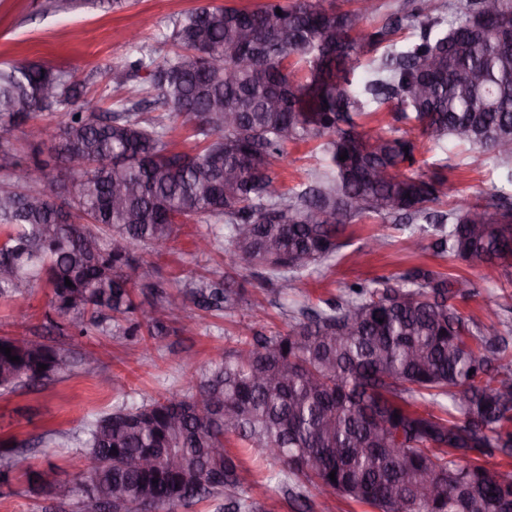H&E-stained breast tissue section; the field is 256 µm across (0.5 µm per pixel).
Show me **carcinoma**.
<instances>
[{
	"label": "carcinoma",
	"mask_w": 512,
	"mask_h": 512,
	"mask_svg": "<svg viewBox=\"0 0 512 512\" xmlns=\"http://www.w3.org/2000/svg\"><path fill=\"white\" fill-rule=\"evenodd\" d=\"M344 2L201 5L155 35L171 46L160 61L134 37L128 69L145 73L164 109L150 119L122 100L108 116L74 109L85 86L67 71L1 65L0 133L61 113L38 134L69 181L40 176L37 165L25 167V180L14 177L19 163L5 169L0 299L43 281L50 308L79 334L135 336L137 278L160 297L146 328L161 336L171 321L192 322L190 304L219 311L241 301L221 279L186 284L180 301L152 282L137 249L162 254L177 225H210L199 251L225 239L229 265L286 285L334 258L345 226L364 217L412 224L413 241L427 233L440 253L497 266L511 280L506 192L486 204L459 196L435 211L441 184L407 169L417 142L395 129L361 134L356 118L371 104L391 107L434 146L468 145L481 163L508 166L512 50L501 39L512 30V0ZM172 115L191 123V150L168 140ZM314 139L325 168L305 187L279 191L275 161L288 144ZM75 154L85 167L70 166ZM472 288L414 267L349 286L285 333L241 324L238 347L195 370L187 392L124 398L72 434L77 458L98 462V480L66 484L65 499L76 512L91 501L108 512H176L210 499L224 512H265L225 450L234 437L278 464L277 488L303 509L310 496L333 493L377 512H512V471L478 463L512 456V353L458 311L455 300ZM2 346L20 361L0 350V390L38 381L41 363L57 377L72 365L53 345L3 335ZM145 456L149 468L139 465ZM17 466L0 454L1 487Z\"/></svg>",
	"instance_id": "cac0c4a2"
}]
</instances>
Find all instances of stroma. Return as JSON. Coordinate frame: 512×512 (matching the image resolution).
<instances>
[{
  "mask_svg": "<svg viewBox=\"0 0 512 512\" xmlns=\"http://www.w3.org/2000/svg\"><path fill=\"white\" fill-rule=\"evenodd\" d=\"M61 0H0V63L29 60L74 72L87 80L89 91L81 99L85 109L105 112L109 103L100 101L106 71L124 66L130 53L129 35L143 31L154 35L182 13L204 3L213 6L253 8L262 0H130L119 9H102L73 4L64 8ZM34 123L12 127L8 139L27 164L43 165L47 174L61 175L48 145L38 140ZM467 147L448 144L446 148L419 142L415 152L418 166L437 176L458 194L492 197L505 183V171L473 165ZM324 165L318 142L287 145L272 171L276 186L287 192L309 181ZM206 224L179 225L171 248L157 255L141 250L144 262L154 269L153 279L169 294L199 275L231 274L241 288L243 302L236 312L194 310L196 325L184 330L173 326L167 335L144 351L140 338L115 333L101 336L75 335L67 321L49 307L50 290L40 284L23 297L0 299V336H21L46 342L77 353L102 347L105 356L99 369L77 366L63 378L0 393V451L17 454L23 467L47 472L60 480H76L68 465L75 451L70 435L93 414L111 409L118 391L139 401L169 390L187 389L190 375L181 368L192 358L207 365L233 345L240 321L252 323L256 331L270 335L288 329L290 315L305 307L323 304L341 296L354 283H366L380 276L401 273L423 265L446 273L469 277L473 295L457 301L464 317L485 321V309L496 306L499 319L512 328V285L497 277L495 268L453 257H443L431 248L413 250L409 232L403 226L366 218L348 224L341 236L343 247L336 258L318 273L282 288L280 284L259 286L248 268H227L224 248L216 246L206 255L196 253L195 239L209 232ZM377 233L386 237L379 251L366 252L364 245ZM229 451L251 473L250 495L264 503L266 512H295L268 480L274 467L256 463L254 450L229 440ZM0 512H74L46 491L32 492L26 479L0 487Z\"/></svg>",
  "mask_w": 512,
  "mask_h": 512,
  "instance_id": "1",
  "label": "stroma"
}]
</instances>
